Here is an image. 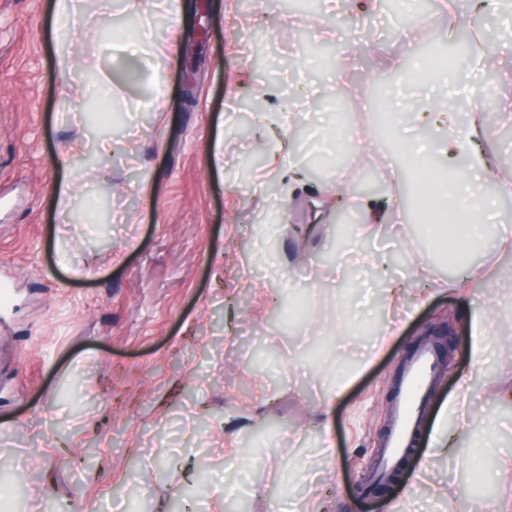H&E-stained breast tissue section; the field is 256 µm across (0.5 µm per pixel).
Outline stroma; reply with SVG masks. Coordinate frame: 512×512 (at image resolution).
<instances>
[{
  "instance_id": "1",
  "label": "stroma",
  "mask_w": 512,
  "mask_h": 512,
  "mask_svg": "<svg viewBox=\"0 0 512 512\" xmlns=\"http://www.w3.org/2000/svg\"><path fill=\"white\" fill-rule=\"evenodd\" d=\"M56 0H0V503L7 512H184L201 488L225 489L224 512H367L369 484L384 512H512L472 461L512 451V254L494 235L455 269L414 249L410 205L380 237L342 238L325 201L321 231L309 192L287 194L270 160L291 143L295 165L330 159L332 114L373 78L389 99L453 95L475 77L406 82L382 58H407L392 16L322 6L300 16L290 0H211L196 74L182 46L195 32L192 0H71L78 29L59 35ZM503 29L491 0H462L437 40L457 49L458 27ZM335 27L357 69L312 76L293 29ZM178 50L158 63L156 45ZM194 102L184 105L186 82ZM167 115L157 124L156 113ZM354 157L407 180L406 155L387 152L367 113L349 127ZM109 164L84 161L102 140ZM265 156L241 183L238 168ZM70 185L65 201L54 186ZM151 207H143L142 194ZM411 290L389 311L388 281ZM457 283L456 293L444 285ZM490 317L481 357L472 318ZM399 330L377 347L387 322ZM452 351L424 413L421 444L440 430L450 449L400 485L369 482L391 423L393 387L432 328ZM355 372L337 397L332 376ZM467 392L469 442L453 406Z\"/></svg>"
}]
</instances>
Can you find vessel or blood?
<instances>
[{
  "label": "vessel or blood",
  "instance_id": "b4317fda",
  "mask_svg": "<svg viewBox=\"0 0 512 512\" xmlns=\"http://www.w3.org/2000/svg\"><path fill=\"white\" fill-rule=\"evenodd\" d=\"M436 365L432 350L423 348L411 359L407 373L402 379L401 397L395 405L394 430L385 451L384 463L393 462L407 448V442L416 424L415 410L429 387V378Z\"/></svg>",
  "mask_w": 512,
  "mask_h": 512
}]
</instances>
